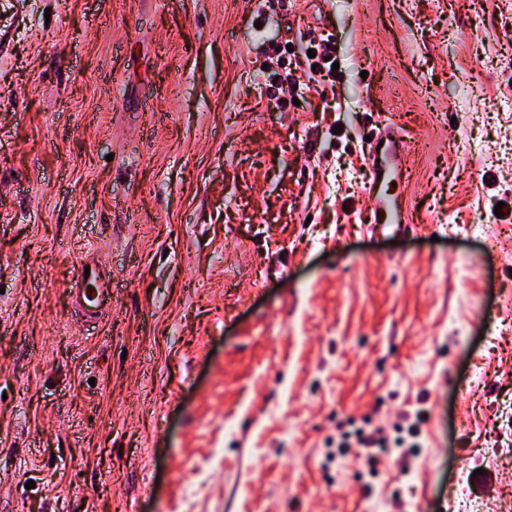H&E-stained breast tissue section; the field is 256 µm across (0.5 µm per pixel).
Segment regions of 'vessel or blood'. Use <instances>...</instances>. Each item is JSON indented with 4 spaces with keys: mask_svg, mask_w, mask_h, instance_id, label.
Returning <instances> with one entry per match:
<instances>
[{
    "mask_svg": "<svg viewBox=\"0 0 512 512\" xmlns=\"http://www.w3.org/2000/svg\"><path fill=\"white\" fill-rule=\"evenodd\" d=\"M370 138L367 165L372 181L367 194L373 203L375 221L394 225L399 231L404 230L407 227L405 213L396 196L390 193L393 184L399 182L402 175L399 160L401 138L388 127L371 130ZM82 283L79 301L86 309L95 311L111 302L112 290L107 282L101 281L98 273H90L89 277L83 278Z\"/></svg>",
    "mask_w": 512,
    "mask_h": 512,
    "instance_id": "b4317fda",
    "label": "vessel or blood"
}]
</instances>
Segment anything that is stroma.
<instances>
[{"instance_id": "stroma-1", "label": "stroma", "mask_w": 512, "mask_h": 512, "mask_svg": "<svg viewBox=\"0 0 512 512\" xmlns=\"http://www.w3.org/2000/svg\"><path fill=\"white\" fill-rule=\"evenodd\" d=\"M472 501L512 512V0H0V512ZM323 43L320 45L322 47V50L320 52V55H317L315 59L309 58L308 55L305 54L304 59H295L294 62H289V70L288 73L284 75L283 81L288 84L289 86L296 89H300V81L299 78L301 76H298V79L296 78V72L298 70H301L306 75L308 81H315V75H319L321 79L329 78L331 75V67H326V64L330 63L329 61H325V57H330L333 52V47L330 44L329 40L322 41ZM317 64V67L315 71H312V65ZM304 66L306 69H304ZM370 138L367 165L372 182L368 185L367 194L373 203V224H393L395 232L406 230L408 224L405 213L397 202V196L389 193L393 183L401 181V138L391 127H383V131L372 129ZM379 143H382V147H379ZM88 264L80 263L79 279L83 283L84 288H81L79 293L80 303L88 310L97 311L104 303L112 301V288L109 287V282L100 280L96 268L90 265V275L85 277V267ZM354 444L362 449L363 456L371 471H375L380 463V453L376 448H385L386 439L381 435L379 430L366 431L365 429H357L353 433Z\"/></svg>"}]
</instances>
